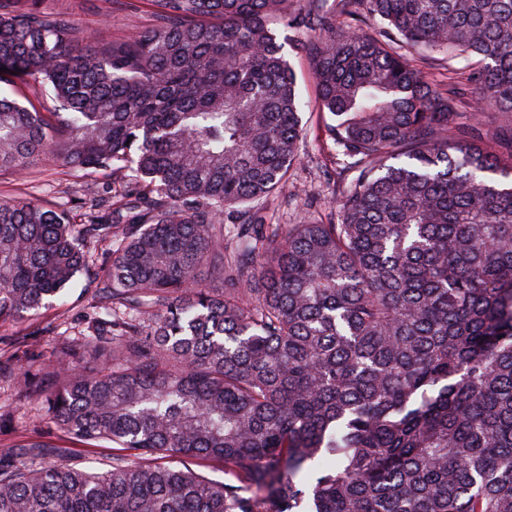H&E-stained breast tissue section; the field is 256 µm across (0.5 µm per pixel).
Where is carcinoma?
Returning a JSON list of instances; mask_svg holds the SVG:
<instances>
[{
  "mask_svg": "<svg viewBox=\"0 0 512 512\" xmlns=\"http://www.w3.org/2000/svg\"><path fill=\"white\" fill-rule=\"evenodd\" d=\"M152 2L153 26L82 46L44 0H0V83L56 104L0 98V171L138 184L78 219L0 197V328L107 256L76 344L41 378L0 355V378L71 446L119 448L99 471L28 437L0 512H512V0ZM279 24L353 174L307 224L254 210L303 139Z\"/></svg>",
  "mask_w": 512,
  "mask_h": 512,
  "instance_id": "cac0c4a2",
  "label": "carcinoma"
}]
</instances>
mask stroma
Wrapping results in <instances>:
<instances>
[{
	"mask_svg": "<svg viewBox=\"0 0 512 512\" xmlns=\"http://www.w3.org/2000/svg\"><path fill=\"white\" fill-rule=\"evenodd\" d=\"M47 7L67 11L75 22L82 43L92 44L106 37H121L144 29L153 22L151 0H139L137 11H130L126 0H44ZM280 37L286 38V57L294 68L307 106L302 114L305 130L300 157L288 175L284 195L264 204V214L270 224H301L313 212L324 210L336 195L339 177L333 144L324 137L327 115L314 106L315 86L311 64L302 52L300 36L287 27H279ZM24 192L28 199L43 204L72 206L82 193V182L68 169L53 161L44 162L37 177H20L0 173V194ZM94 289L89 280H78L65 298L53 309L31 315L14 326V333L28 334L27 350L33 369L51 364L64 336L73 328L85 311ZM39 432L46 440L63 445L64 440L54 423L45 415L40 404L20 401L13 384L0 380V455L8 456L15 446Z\"/></svg>",
	"mask_w": 512,
	"mask_h": 512,
	"instance_id": "obj_1",
	"label": "stroma"
}]
</instances>
